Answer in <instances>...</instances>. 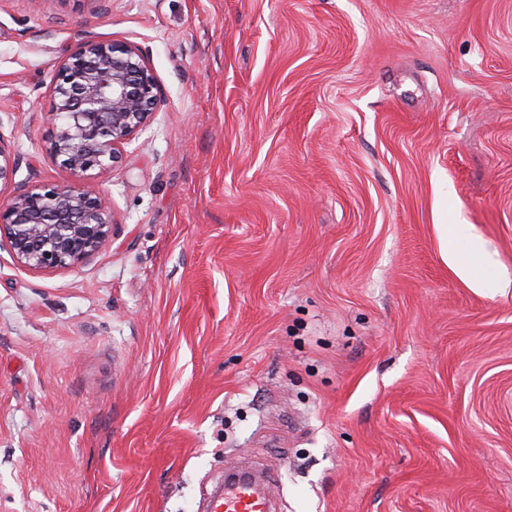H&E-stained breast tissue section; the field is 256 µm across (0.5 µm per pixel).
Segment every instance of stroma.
<instances>
[{"label":"stroma","instance_id":"obj_1","mask_svg":"<svg viewBox=\"0 0 512 512\" xmlns=\"http://www.w3.org/2000/svg\"><path fill=\"white\" fill-rule=\"evenodd\" d=\"M94 38L162 102L84 179L89 263L0 243V512H197L245 464L276 512H512V0H0V203L74 182L50 87ZM482 254V244L477 240L471 241L470 251L466 256L447 253V260L451 267L466 279L475 290H481L485 287L480 264L486 261V257Z\"/></svg>","mask_w":512,"mask_h":512}]
</instances>
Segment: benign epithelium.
Returning <instances> with one entry per match:
<instances>
[{"label":"benign epithelium","instance_id":"7a95c632","mask_svg":"<svg viewBox=\"0 0 512 512\" xmlns=\"http://www.w3.org/2000/svg\"><path fill=\"white\" fill-rule=\"evenodd\" d=\"M158 104V83L140 48L85 40L54 73L47 151L78 178L104 171L121 161L124 145L149 125ZM14 170L0 142V182ZM113 224L107 199L78 182L21 189L0 204V242L36 272L86 264L108 244Z\"/></svg>","mask_w":512,"mask_h":512}]
</instances>
